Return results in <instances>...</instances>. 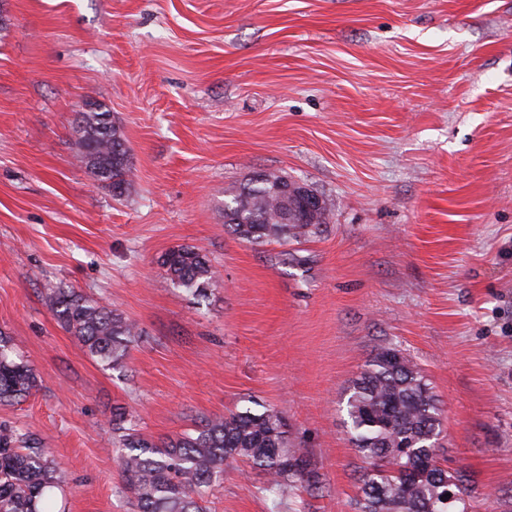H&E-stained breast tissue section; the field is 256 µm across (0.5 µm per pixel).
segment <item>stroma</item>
<instances>
[{
	"instance_id": "obj_1",
	"label": "stroma",
	"mask_w": 512,
	"mask_h": 512,
	"mask_svg": "<svg viewBox=\"0 0 512 512\" xmlns=\"http://www.w3.org/2000/svg\"><path fill=\"white\" fill-rule=\"evenodd\" d=\"M105 105L122 196L77 162ZM260 173L332 205L315 237L250 244L224 192ZM195 246L205 296L158 262ZM143 330L119 369L46 286ZM0 330L38 387L0 422L69 473L66 512H137L112 409L163 443L278 411L319 482L283 498L227 463L210 512H356L346 390L385 347L430 380L470 512H512V0H0Z\"/></svg>"
}]
</instances>
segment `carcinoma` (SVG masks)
<instances>
[{"label":"carcinoma","instance_id":"carcinoma-1","mask_svg":"<svg viewBox=\"0 0 512 512\" xmlns=\"http://www.w3.org/2000/svg\"><path fill=\"white\" fill-rule=\"evenodd\" d=\"M78 162L92 178L123 193L128 149L104 112L77 113ZM272 175L259 174L231 191L224 224L238 239L260 244L271 238L314 236L329 223L331 209L307 217L305 198L292 201L293 223H281L283 201ZM172 284L200 294L218 282L201 249L179 246L160 257ZM44 300L57 323L90 356L109 368L122 366L143 330L108 304L69 288L49 287ZM37 386L32 366L14 356L11 338L0 332V404L10 405ZM349 441L362 461L356 512H468L464 474L440 463L442 410L418 365L395 348L381 350L352 381L346 403ZM122 432L119 450L126 489L138 512H206L205 494L240 461L269 478L266 491L281 496L301 484L313 486L304 451L288 442L280 413L231 412L215 416L158 446L136 429L135 416L115 414ZM67 474L55 456L18 428L0 423V512L55 510V494ZM458 498L448 500V491Z\"/></svg>","mask_w":512,"mask_h":512}]
</instances>
